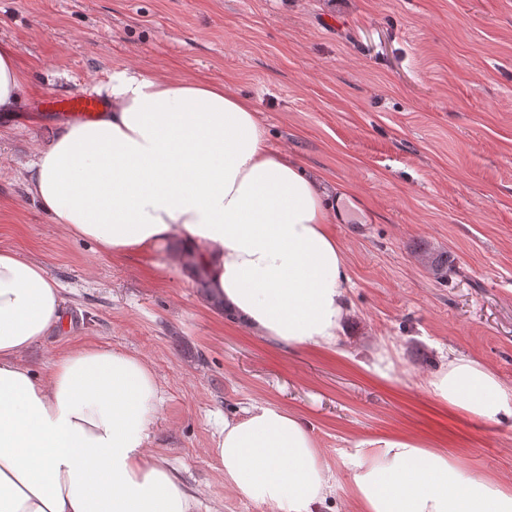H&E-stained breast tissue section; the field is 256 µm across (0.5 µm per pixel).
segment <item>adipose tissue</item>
<instances>
[{"label": "adipose tissue", "mask_w": 512, "mask_h": 512, "mask_svg": "<svg viewBox=\"0 0 512 512\" xmlns=\"http://www.w3.org/2000/svg\"><path fill=\"white\" fill-rule=\"evenodd\" d=\"M97 119L68 123L29 166L53 223L107 253L179 242L209 276V299L292 347L342 336L352 286L325 190L273 151L253 105L209 80H161L124 65ZM25 91L17 49L0 44V112ZM46 269L0 251V512H192L181 476L148 458L158 380L128 352H60L47 374L22 355L59 325ZM421 385L472 417L512 419V387L453 354ZM224 481L269 512H318L336 488L308 424L267 402L225 419L213 449ZM356 512H512V484L455 455L392 435L345 451Z\"/></svg>", "instance_id": "obj_1"}]
</instances>
